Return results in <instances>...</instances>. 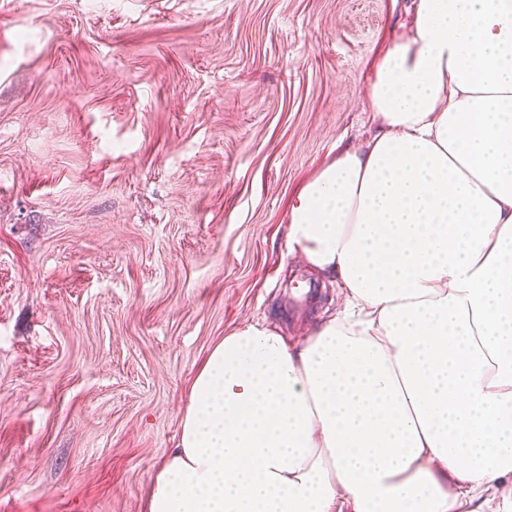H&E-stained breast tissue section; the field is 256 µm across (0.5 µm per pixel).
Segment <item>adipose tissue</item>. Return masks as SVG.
<instances>
[{
    "instance_id": "ef3b65f1",
    "label": "adipose tissue",
    "mask_w": 512,
    "mask_h": 512,
    "mask_svg": "<svg viewBox=\"0 0 512 512\" xmlns=\"http://www.w3.org/2000/svg\"><path fill=\"white\" fill-rule=\"evenodd\" d=\"M412 2L288 204L340 307L212 349L145 512H512V0Z\"/></svg>"
}]
</instances>
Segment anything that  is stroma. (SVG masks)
<instances>
[{"mask_svg":"<svg viewBox=\"0 0 512 512\" xmlns=\"http://www.w3.org/2000/svg\"><path fill=\"white\" fill-rule=\"evenodd\" d=\"M410 0H0V512H143L224 336L340 289L288 202Z\"/></svg>","mask_w":512,"mask_h":512,"instance_id":"stroma-1","label":"stroma"}]
</instances>
